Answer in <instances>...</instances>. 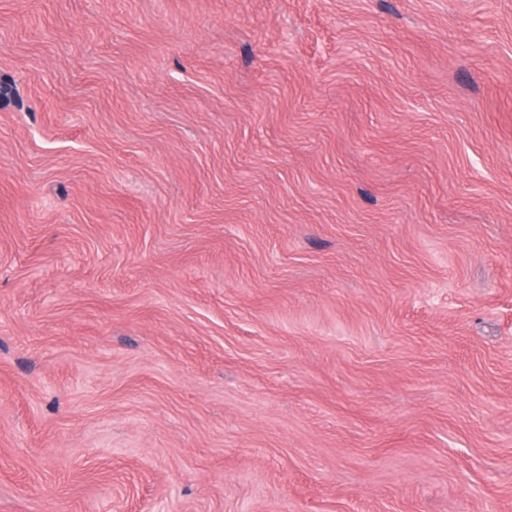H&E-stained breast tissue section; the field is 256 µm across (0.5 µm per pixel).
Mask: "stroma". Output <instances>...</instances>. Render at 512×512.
<instances>
[{"label": "stroma", "instance_id": "obj_1", "mask_svg": "<svg viewBox=\"0 0 512 512\" xmlns=\"http://www.w3.org/2000/svg\"><path fill=\"white\" fill-rule=\"evenodd\" d=\"M0 512H512V0H0Z\"/></svg>", "mask_w": 512, "mask_h": 512}]
</instances>
